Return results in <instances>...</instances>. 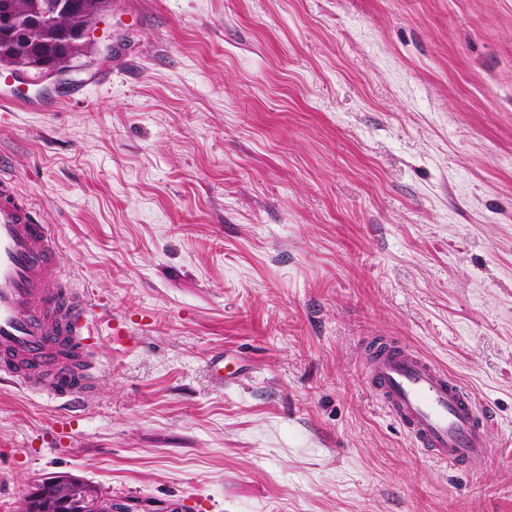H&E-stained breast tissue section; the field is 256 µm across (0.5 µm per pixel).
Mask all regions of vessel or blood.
<instances>
[{"label": "vessel or blood", "instance_id": "b4317fda", "mask_svg": "<svg viewBox=\"0 0 512 512\" xmlns=\"http://www.w3.org/2000/svg\"><path fill=\"white\" fill-rule=\"evenodd\" d=\"M96 321L72 288L53 225L38 223L13 177L0 173V381L53 400L94 396ZM216 384L244 374L230 356L211 355ZM367 378L414 445L436 461L475 466L491 452L493 417L463 384L418 350L391 340L371 347Z\"/></svg>", "mask_w": 512, "mask_h": 512}]
</instances>
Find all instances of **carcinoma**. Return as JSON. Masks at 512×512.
I'll list each match as a JSON object with an SVG mask.
<instances>
[{
	"label": "carcinoma",
	"instance_id": "carcinoma-1",
	"mask_svg": "<svg viewBox=\"0 0 512 512\" xmlns=\"http://www.w3.org/2000/svg\"><path fill=\"white\" fill-rule=\"evenodd\" d=\"M73 2L74 8L60 13V0H0V15L6 11L14 17L13 23L0 26V69L71 68L88 50L90 32L109 0ZM93 489L83 480L73 485L68 512H89L85 497Z\"/></svg>",
	"mask_w": 512,
	"mask_h": 512
}]
</instances>
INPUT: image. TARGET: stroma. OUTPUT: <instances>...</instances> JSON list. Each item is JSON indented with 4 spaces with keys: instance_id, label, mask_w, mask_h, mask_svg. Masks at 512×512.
Listing matches in <instances>:
<instances>
[{
    "instance_id": "1",
    "label": "stroma",
    "mask_w": 512,
    "mask_h": 512,
    "mask_svg": "<svg viewBox=\"0 0 512 512\" xmlns=\"http://www.w3.org/2000/svg\"><path fill=\"white\" fill-rule=\"evenodd\" d=\"M0 170L94 303L96 395L0 383V512L73 475L146 512H512V0H112ZM491 406L464 472L373 341ZM248 370L218 386L211 354Z\"/></svg>"
}]
</instances>
